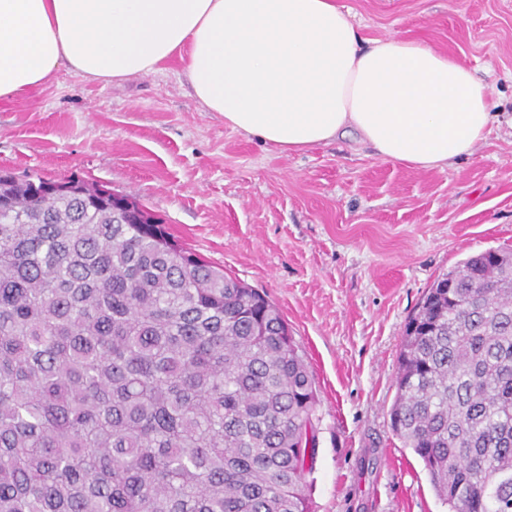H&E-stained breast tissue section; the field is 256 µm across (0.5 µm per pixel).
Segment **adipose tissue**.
I'll return each mask as SVG.
<instances>
[{
    "mask_svg": "<svg viewBox=\"0 0 512 512\" xmlns=\"http://www.w3.org/2000/svg\"><path fill=\"white\" fill-rule=\"evenodd\" d=\"M173 59L204 109L282 152L350 129L383 160L442 168L496 120L464 54L365 40L337 0H0V100L63 66L118 83Z\"/></svg>",
    "mask_w": 512,
    "mask_h": 512,
    "instance_id": "ef3b65f1",
    "label": "adipose tissue"
}]
</instances>
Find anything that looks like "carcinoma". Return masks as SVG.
Segmentation results:
<instances>
[{"instance_id":"carcinoma-1","label":"carcinoma","mask_w":512,"mask_h":512,"mask_svg":"<svg viewBox=\"0 0 512 512\" xmlns=\"http://www.w3.org/2000/svg\"><path fill=\"white\" fill-rule=\"evenodd\" d=\"M96 184L0 172V512H311L280 310ZM391 427L448 512H512V249L409 317Z\"/></svg>"}]
</instances>
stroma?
I'll use <instances>...</instances> for the list:
<instances>
[{
  "label": "stroma",
  "mask_w": 512,
  "mask_h": 512,
  "mask_svg": "<svg viewBox=\"0 0 512 512\" xmlns=\"http://www.w3.org/2000/svg\"><path fill=\"white\" fill-rule=\"evenodd\" d=\"M362 37L464 52L500 121L422 170L344 138L284 153L205 111L171 60L121 83L60 68L0 101V169L136 198L280 309L319 396L312 512H447L393 433L405 324L437 276L512 247V0H337Z\"/></svg>",
  "instance_id": "35a3bbf8"
}]
</instances>
